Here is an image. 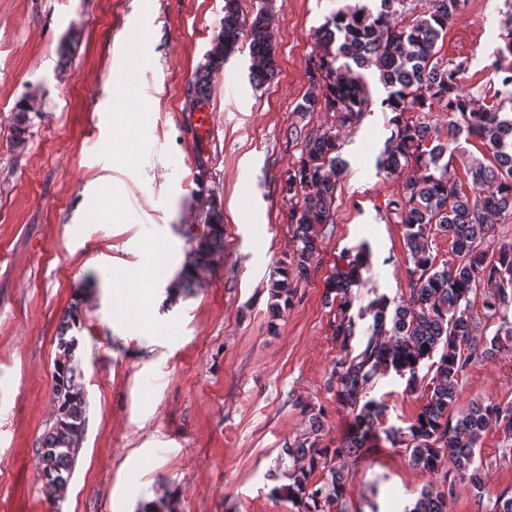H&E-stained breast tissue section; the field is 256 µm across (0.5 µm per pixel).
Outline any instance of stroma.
I'll return each instance as SVG.
<instances>
[{"instance_id":"obj_1","label":"stroma","mask_w":512,"mask_h":512,"mask_svg":"<svg viewBox=\"0 0 512 512\" xmlns=\"http://www.w3.org/2000/svg\"><path fill=\"white\" fill-rule=\"evenodd\" d=\"M348 0H239L244 17L272 15L276 75L249 82V54L233 55L193 105L194 74L224 16V0H0V512H139L172 495L176 512H294L273 496L287 484L282 450L309 428L303 405L324 414L322 445L349 430L329 389L341 348L331 334L325 279L344 251L367 244L352 289L360 311L407 288L404 228L385 211L407 172L379 170L390 135L386 92L365 71L372 105L341 133L348 168L332 223L319 229L317 268L295 282L291 306L269 313L271 276L295 246L287 172L301 153L289 128L310 133L333 115L300 116L316 31ZM512 0H467L440 44L468 59L461 82L475 96L499 81L493 63ZM34 97L24 147L13 146L19 101ZM211 133L197 137L199 111ZM131 144L120 161L106 143ZM215 193L224 253L193 293L169 301L195 236L198 198ZM116 209L101 222L93 210ZM167 251L144 310L128 309L114 281L138 270L152 246ZM76 307V352L86 393L85 428L64 497L41 492L38 448L50 400L58 328ZM370 398L386 425L407 426L421 391L388 374ZM512 401V353L471 364L458 408L479 398ZM493 492L512 491V443L487 430L476 448ZM430 474L385 438L354 466L347 496L361 512H404Z\"/></svg>"}]
</instances>
